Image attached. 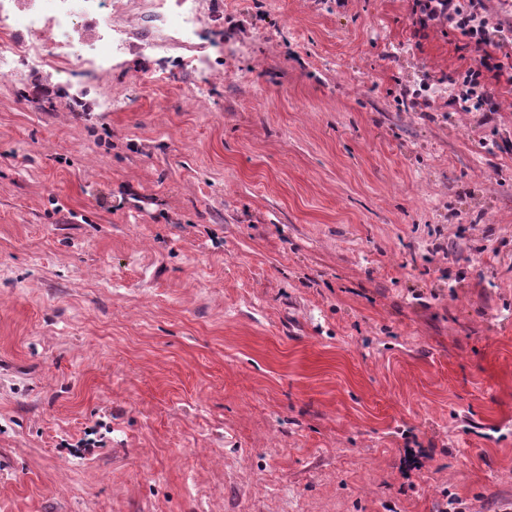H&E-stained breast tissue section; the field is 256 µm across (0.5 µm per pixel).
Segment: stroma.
Segmentation results:
<instances>
[{
    "label": "stroma",
    "mask_w": 512,
    "mask_h": 512,
    "mask_svg": "<svg viewBox=\"0 0 512 512\" xmlns=\"http://www.w3.org/2000/svg\"><path fill=\"white\" fill-rule=\"evenodd\" d=\"M208 2L207 65L0 77V512H512V85L451 111L412 0Z\"/></svg>",
    "instance_id": "35a3bbf8"
}]
</instances>
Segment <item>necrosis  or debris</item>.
<instances>
[{"instance_id": "necrosis-or-debris-1", "label": "necrosis or debris", "mask_w": 512, "mask_h": 512, "mask_svg": "<svg viewBox=\"0 0 512 512\" xmlns=\"http://www.w3.org/2000/svg\"><path fill=\"white\" fill-rule=\"evenodd\" d=\"M120 0H0V75L26 57L62 72L102 71L112 52L126 47L129 30L117 17ZM142 16L187 48L206 22L202 0H141Z\"/></svg>"}]
</instances>
